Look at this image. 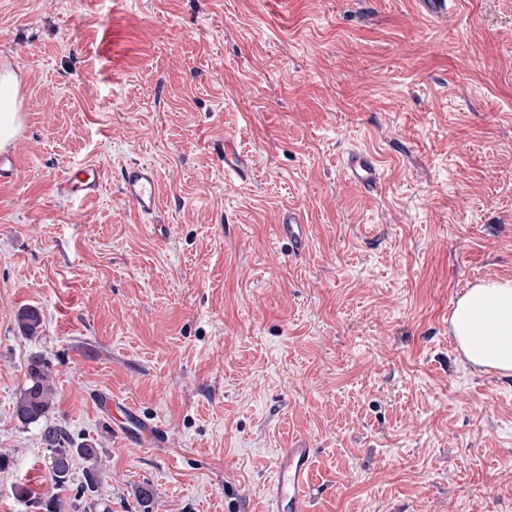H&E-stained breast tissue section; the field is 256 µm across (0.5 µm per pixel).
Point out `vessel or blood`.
I'll return each mask as SVG.
<instances>
[{"label":"vessel or blood","instance_id":"b4317fda","mask_svg":"<svg viewBox=\"0 0 512 512\" xmlns=\"http://www.w3.org/2000/svg\"><path fill=\"white\" fill-rule=\"evenodd\" d=\"M252 165L249 153L238 144L233 135L224 137V173L239 180H247ZM345 171L360 187L374 189L380 177L377 159L368 152L349 154ZM123 199L142 217L153 216L161 206L160 174L149 163H130L121 170ZM103 172L101 167L90 164L77 168L67 178L64 190L84 198L96 197L101 189ZM279 231L288 239L296 253L307 248L305 226L300 216L291 210L285 211ZM311 450L306 444L284 449L276 460L272 485L271 512H308L310 502Z\"/></svg>","mask_w":512,"mask_h":512}]
</instances>
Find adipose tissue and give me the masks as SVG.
Returning a JSON list of instances; mask_svg holds the SVG:
<instances>
[{
	"label": "adipose tissue",
	"mask_w": 512,
	"mask_h": 512,
	"mask_svg": "<svg viewBox=\"0 0 512 512\" xmlns=\"http://www.w3.org/2000/svg\"><path fill=\"white\" fill-rule=\"evenodd\" d=\"M16 86L13 71L0 69V146L22 122ZM451 333L469 363L512 374V280L486 279L468 289L455 304Z\"/></svg>",
	"instance_id": "adipose-tissue-1"
}]
</instances>
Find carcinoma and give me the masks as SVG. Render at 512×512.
I'll return each mask as SVG.
<instances>
[{
  "label": "carcinoma",
  "mask_w": 512,
  "mask_h": 512,
  "mask_svg": "<svg viewBox=\"0 0 512 512\" xmlns=\"http://www.w3.org/2000/svg\"><path fill=\"white\" fill-rule=\"evenodd\" d=\"M42 314L33 307L23 308L17 316V325L26 336L36 335L42 327ZM27 381L16 402L15 413L25 424L38 423L46 418L56 400L52 362L34 356L27 366ZM41 440L51 451L48 468V500L41 503L46 512H61L65 502L60 494L68 490L72 477L73 457L78 455L89 461L98 459L95 443L86 441L77 446L68 430L58 424L45 423L41 430Z\"/></svg>",
  "instance_id": "carcinoma-1"
}]
</instances>
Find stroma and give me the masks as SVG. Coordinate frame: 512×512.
<instances>
[{"mask_svg": "<svg viewBox=\"0 0 512 512\" xmlns=\"http://www.w3.org/2000/svg\"><path fill=\"white\" fill-rule=\"evenodd\" d=\"M0 65L24 116L0 181V512L48 489L14 413L39 354L110 512H267L301 441L309 512H512V377L449 322L512 280V0H0ZM357 150L374 190L344 174ZM132 161L161 174L165 238L121 196ZM82 164L106 171L92 200L63 189ZM112 399L162 445L115 430ZM249 153L237 143L231 134L224 136V175L246 181L251 175ZM345 171L352 181L366 190L374 189L380 177L377 159L365 151L349 154ZM278 228L282 236L288 239L294 252L300 254L306 250L305 224H303V221L296 212L286 210L283 213L281 223L278 224Z\"/></svg>", "mask_w": 512, "mask_h": 512, "instance_id": "stroma-1", "label": "stroma"}]
</instances>
